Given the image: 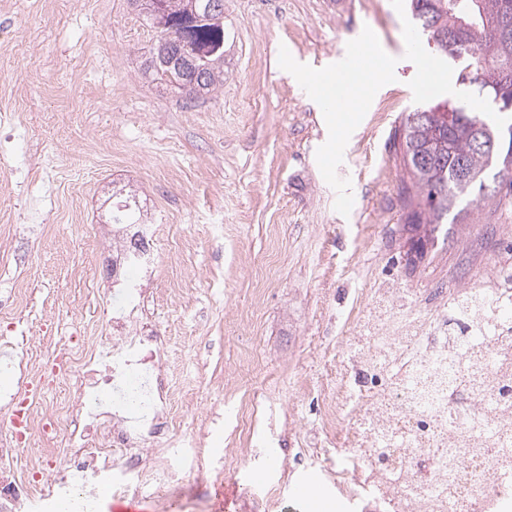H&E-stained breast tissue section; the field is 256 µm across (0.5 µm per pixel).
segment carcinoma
<instances>
[{
    "mask_svg": "<svg viewBox=\"0 0 512 512\" xmlns=\"http://www.w3.org/2000/svg\"><path fill=\"white\" fill-rule=\"evenodd\" d=\"M173 13L194 5L203 13L211 0H166ZM413 17L437 49L457 61L458 80L471 84L474 68H484V80L474 86L482 98L480 111L456 112L452 125L438 130L428 120L411 123L403 120L398 129L404 172L409 179V199L417 200L419 210L413 221L421 223L425 211L438 222L464 203H472L481 194L483 184L497 179L512 192V120L511 112L489 108L503 90L512 99V44L498 43L490 29L491 21L503 5L512 0H409ZM224 39V29L206 25L193 28L194 44L206 47ZM204 66L205 92L224 85V63L215 58L199 61ZM147 71L153 80L180 85L182 76L161 59L153 46ZM494 141L495 150L487 157L475 151L477 140ZM114 224H138L136 205L128 203L112 214Z\"/></svg>",
    "mask_w": 512,
    "mask_h": 512,
    "instance_id": "carcinoma-1",
    "label": "carcinoma"
}]
</instances>
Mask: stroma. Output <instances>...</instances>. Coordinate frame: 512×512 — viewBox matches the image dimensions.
Wrapping results in <instances>:
<instances>
[{
	"label": "stroma",
	"mask_w": 512,
	"mask_h": 512,
	"mask_svg": "<svg viewBox=\"0 0 512 512\" xmlns=\"http://www.w3.org/2000/svg\"><path fill=\"white\" fill-rule=\"evenodd\" d=\"M406 0H224V86L187 102L145 63L155 33L128 0H0V297L36 289V310L71 319L112 296L108 269L75 263L108 251L105 201L126 187L156 227L151 308L169 360L194 390L186 426L255 398L266 446L320 451L317 466L271 473L284 512H342L324 481L344 443L330 407L350 336L371 293L398 286L406 313L433 314L448 292L512 264V196L475 201L445 224L408 222L407 178L394 138L423 102L406 52ZM374 44L392 64L366 82L340 124L305 95L314 60ZM344 136L339 164L320 155ZM352 196L355 206L336 204ZM240 369L235 388L219 373ZM266 456L227 459L222 487L189 479L185 498L150 512H220V489L248 483Z\"/></svg>",
	"instance_id": "obj_1"
}]
</instances>
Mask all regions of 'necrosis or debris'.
I'll return each mask as SVG.
<instances>
[{"label":"necrosis or debris","mask_w":512,"mask_h":512,"mask_svg":"<svg viewBox=\"0 0 512 512\" xmlns=\"http://www.w3.org/2000/svg\"><path fill=\"white\" fill-rule=\"evenodd\" d=\"M147 232L112 257L118 305L100 317L24 327L33 299L0 300V410L19 417L0 437V512H96L98 490L147 497L181 491L186 473L221 480L224 460L251 457L261 402H241L239 436L204 447L183 432L166 337L145 322L155 272ZM478 308L407 315L382 288L349 343L353 378L336 389V421L358 405L349 445L326 469L347 512H512V286L472 289Z\"/></svg>","instance_id":"1"}]
</instances>
